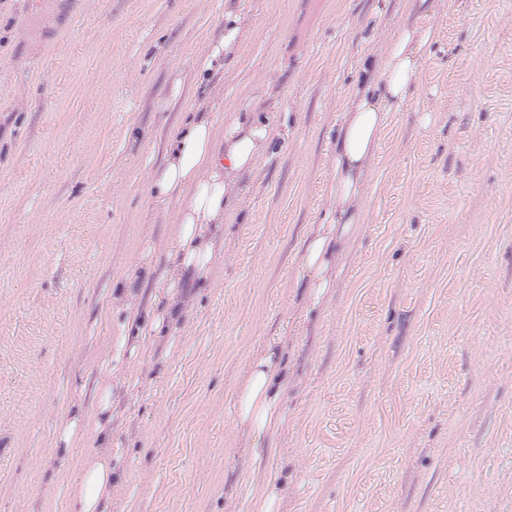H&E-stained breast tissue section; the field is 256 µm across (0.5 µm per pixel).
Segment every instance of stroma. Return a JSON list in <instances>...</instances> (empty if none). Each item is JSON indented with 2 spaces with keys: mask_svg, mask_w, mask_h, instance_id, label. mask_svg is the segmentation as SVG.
I'll return each mask as SVG.
<instances>
[{
  "mask_svg": "<svg viewBox=\"0 0 512 512\" xmlns=\"http://www.w3.org/2000/svg\"><path fill=\"white\" fill-rule=\"evenodd\" d=\"M230 15L245 34L202 77ZM407 23L434 37L309 307L336 127ZM202 103L219 126L251 104L281 134L159 336L140 255L165 263L175 211L149 187ZM127 285L131 324L112 311ZM123 335L136 358L112 354ZM274 336L288 422L257 463L234 394ZM106 363V512H251L266 481L280 512H512V0H0V512H67L99 436L64 450L55 426L90 412Z\"/></svg>",
  "mask_w": 512,
  "mask_h": 512,
  "instance_id": "stroma-1",
  "label": "stroma"
}]
</instances>
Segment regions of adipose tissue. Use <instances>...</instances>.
<instances>
[{
    "instance_id": "1",
    "label": "adipose tissue",
    "mask_w": 512,
    "mask_h": 512,
    "mask_svg": "<svg viewBox=\"0 0 512 512\" xmlns=\"http://www.w3.org/2000/svg\"><path fill=\"white\" fill-rule=\"evenodd\" d=\"M432 32L403 26L386 47L365 87L355 89L335 137V162L328 181V223L310 232L304 242L301 269L308 280L311 306H318L335 286L334 271L364 219L367 175L383 141L387 104L406 99L416 78ZM276 134L273 118L250 112L232 115L216 127L209 112L191 113L169 137L164 162L151 190L157 205H176L175 244L158 285L166 300L153 321L154 330L175 323L185 304L189 279L206 276L222 257L217 247L224 236L228 201L242 199L240 180L251 172ZM281 339L273 337L255 355L235 392L236 423L252 440L250 455L274 454L273 441L285 423ZM97 420L84 414L61 418L56 441L70 448L81 442L89 426L105 429L112 417V385L95 392ZM112 491V450L103 447L82 467L66 500L67 512H105Z\"/></svg>"
}]
</instances>
